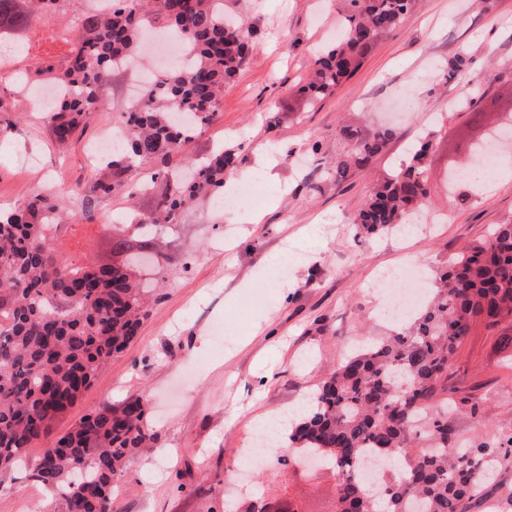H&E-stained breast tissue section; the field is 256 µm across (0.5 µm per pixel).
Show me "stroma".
Returning a JSON list of instances; mask_svg holds the SVG:
<instances>
[{
    "label": "stroma",
    "instance_id": "1",
    "mask_svg": "<svg viewBox=\"0 0 512 512\" xmlns=\"http://www.w3.org/2000/svg\"><path fill=\"white\" fill-rule=\"evenodd\" d=\"M261 32L250 62L224 97L215 120L174 153L169 169L215 148L234 150L235 177L246 182L258 162L272 158L263 204L215 206L210 198L185 205L163 225L154 265L135 277L159 283L136 340L112 357L95 381L52 427L63 435L74 423L126 397H142L155 434L152 451L131 457L114 484L117 512H225L227 500L289 498L301 512H327L336 481L324 471L282 474L281 455L296 445L280 436L261 459L247 451L254 415L277 413L312 396L327 374L365 341L396 329L385 315L383 290L408 262L431 282L446 262L512 219V155L501 176L474 183L473 198L448 188V168L472 144L501 125L512 105V0H413L402 25L385 35L362 67L330 97L310 104L293 85L304 80L319 50L334 41L343 0H248ZM57 19H32L0 45L30 58L62 56L67 47L49 35ZM465 54L463 74L446 79L448 64ZM127 69L112 74L106 98L79 142L59 153L42 121L39 102L19 78L0 74V207L26 202L50 189L64 195L90 182L88 148L101 125L117 123L129 106ZM479 96L483 123L464 102ZM372 132L394 125L396 135L370 165L341 184L320 182L324 159L308 157L311 142L335 143L348 114ZM431 137L426 177L430 203L445 219L419 224L414 237L359 234L353 219L382 175L397 168L423 137ZM290 146L292 156L282 155ZM35 157L38 169L22 165ZM156 207L155 192L96 199L95 221L76 226L66 252L77 263H109L112 241L125 226ZM224 341L216 343L215 330ZM449 442L478 444L512 436V345L475 328L448 372ZM40 445L27 463L0 472V512H41L47 499L31 477ZM512 512V458L501 461L471 512Z\"/></svg>",
    "mask_w": 512,
    "mask_h": 512
}]
</instances>
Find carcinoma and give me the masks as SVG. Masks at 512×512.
Masks as SVG:
<instances>
[{"label":"carcinoma","instance_id":"cac0c4a2","mask_svg":"<svg viewBox=\"0 0 512 512\" xmlns=\"http://www.w3.org/2000/svg\"><path fill=\"white\" fill-rule=\"evenodd\" d=\"M0 0V35L26 28L34 15L68 14L71 0ZM411 0H344L343 31L316 62L307 84L296 89L311 100L330 95L359 69L379 38L400 27ZM194 50L147 84L140 103L120 113L122 148L95 171L89 186L67 195L36 194L24 204L0 209V468L17 464L27 448L43 444L32 476L50 491L43 512H113V487L127 460L154 441L148 408L139 396L106 404L60 437L51 436L61 417L113 355L139 334L147 317L146 291L115 264L75 267L58 258L51 241L77 214L87 217L92 198L142 189L132 171L165 159L211 124L224 85L243 70L256 29L224 13V0H106L69 19L70 49L61 60L45 58L24 67L27 82L67 86L70 93L44 116L56 145L69 148L78 129L94 119L112 72L137 63L139 36L147 23ZM395 134L382 127L362 134L352 122L339 126L343 149L321 174L341 183L366 167ZM429 141L372 188L355 224L373 236L408 225L409 212L427 203L424 168ZM234 153L222 147L188 167L153 175L155 213L127 225V237L112 243L123 253L129 240L170 224L200 196L224 195ZM80 201L81 212L72 210ZM512 336V221L452 258L438 273L430 304L413 322L341 361L321 383L313 406L296 424L291 440L302 453L338 478L331 512H469L490 475L485 464L509 457L486 443L448 447V422L420 415L431 403H448V370L473 328ZM423 431L434 442L412 448ZM390 456L389 474L370 486L360 465Z\"/></svg>","mask_w":512,"mask_h":512}]
</instances>
